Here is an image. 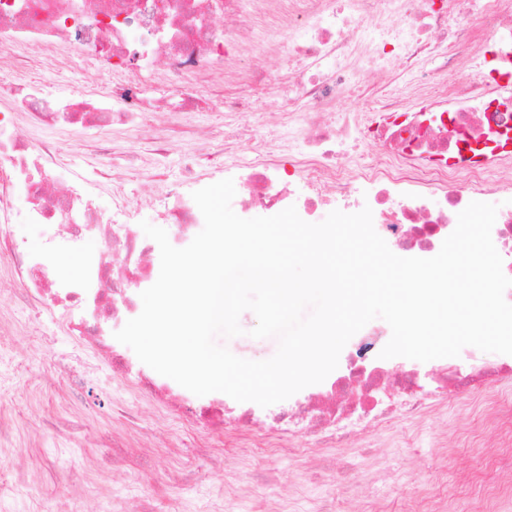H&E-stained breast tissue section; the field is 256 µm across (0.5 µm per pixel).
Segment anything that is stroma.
<instances>
[{
    "label": "stroma",
    "instance_id": "1",
    "mask_svg": "<svg viewBox=\"0 0 512 512\" xmlns=\"http://www.w3.org/2000/svg\"><path fill=\"white\" fill-rule=\"evenodd\" d=\"M24 73L29 80L52 84L62 96L85 98L102 83L91 63L67 54L60 56L54 69L31 62ZM273 110L263 100L239 119L226 118L220 109L194 113L189 124L192 130L210 133L206 141L191 133H171L164 116L155 117L147 127L99 130L63 121L33 126L27 124L18 102L0 94V126L22 128L33 145L51 148L63 178L84 186L102 212L111 213L113 204L122 201L133 211V224L146 220L158 227L163 221L157 210L140 205L151 189L142 160L153 136L170 133L168 151L155 163L171 188L190 194L223 180L220 144L225 132L243 136L256 132L270 140L281 137L282 127L270 117ZM116 143L129 151V158L113 157ZM81 315L78 309L55 314L23 298L11 258L0 251V360L13 373L12 389L0 402V411L16 439L15 447L0 450V476H27L13 503L15 512H110L114 505L137 500L149 502L155 512H213L214 489L226 483L245 490L233 512H249L252 500L261 495L299 498L309 504L333 493L331 483L307 477V460L273 456L258 448L240 454L225 445L223 435L191 429L159 406L137 398L135 383L113 377L109 370H101L83 389H75L59 365L83 354L65 326ZM255 324V315L243 312V335L218 337V344L244 359L271 358L278 340L250 337L248 331ZM116 400L128 407L126 417H115ZM482 414L483 407L474 397L449 399L448 429L459 442L456 454L449 457L430 447L426 428L404 421L375 433L374 447L349 448L357 470L352 490L341 499L342 512H365L376 494L386 498L392 512H408L414 498L430 493L446 497L452 512H469L470 494L460 475L481 465L471 441ZM113 432L122 442L116 453L103 442ZM116 454L123 460L117 469L112 466ZM376 466L389 472L387 484L377 491L363 479L364 472ZM271 471L278 480L269 488L265 477Z\"/></svg>",
    "mask_w": 512,
    "mask_h": 512
}]
</instances>
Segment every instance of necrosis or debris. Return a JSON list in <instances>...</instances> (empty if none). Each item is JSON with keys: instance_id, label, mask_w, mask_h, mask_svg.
<instances>
[{"instance_id": "1", "label": "necrosis or debris", "mask_w": 512, "mask_h": 512, "mask_svg": "<svg viewBox=\"0 0 512 512\" xmlns=\"http://www.w3.org/2000/svg\"><path fill=\"white\" fill-rule=\"evenodd\" d=\"M245 45L260 57L282 53L283 68L243 71L238 50ZM0 47L20 48L45 66L69 53L107 68L105 92L91 104L13 71L10 86L35 125L60 118L100 129L143 126L154 112L183 119L219 103L232 117L260 98L279 102V139H224V170L240 180L241 210L293 205L304 221L318 223L329 195L348 208L370 207L395 251L433 256L469 203H492V240L512 277V0H0ZM439 53L451 67L470 58V75L451 91L424 93L414 82L415 103L395 97L369 112L337 111L355 81L383 92L396 74L416 75L423 59ZM369 146L377 149L372 161L349 171ZM2 164L9 187L0 191V208L18 187L30 202L24 221L42 228L46 254L97 244L83 275L67 281L46 255L23 258L1 236L23 294L50 310L93 297L94 321L77 326V338L112 374L136 371L143 398L195 429L232 433L243 453L252 449L248 434L263 430L271 453L315 456L322 478L342 480L350 460L320 456V449L350 447L358 431L386 430L399 418L422 425L448 397L483 393L489 433L476 439L484 470L471 512H496L500 474L512 473V400L492 390L512 380V355L434 365L428 391L412 366L398 371L380 358L368 334L350 346L342 370L287 404L235 411L218 397L198 400L132 362L112 334L140 312L138 290L156 275V242L120 216L105 219L84 188L62 183L47 152L21 135L0 138ZM288 166L306 194L293 196ZM164 208L176 219L172 244L181 247L203 224L202 213L171 188Z\"/></svg>"}]
</instances>
